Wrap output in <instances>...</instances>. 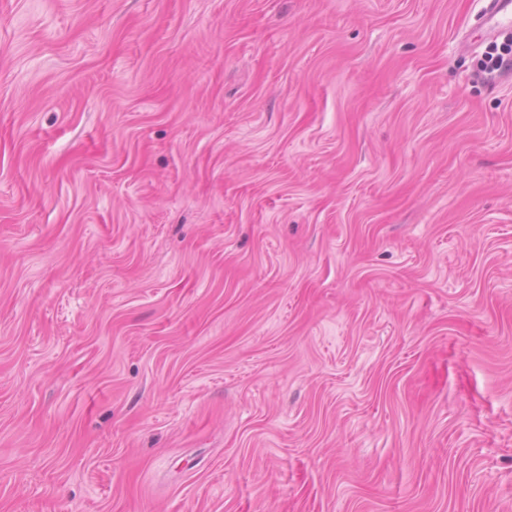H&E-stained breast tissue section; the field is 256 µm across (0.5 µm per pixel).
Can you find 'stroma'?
<instances>
[{
	"instance_id": "1",
	"label": "stroma",
	"mask_w": 512,
	"mask_h": 512,
	"mask_svg": "<svg viewBox=\"0 0 512 512\" xmlns=\"http://www.w3.org/2000/svg\"><path fill=\"white\" fill-rule=\"evenodd\" d=\"M482 8L0 0V512H512Z\"/></svg>"
}]
</instances>
